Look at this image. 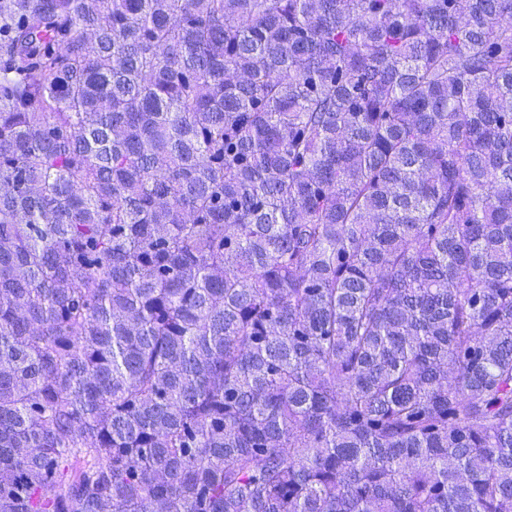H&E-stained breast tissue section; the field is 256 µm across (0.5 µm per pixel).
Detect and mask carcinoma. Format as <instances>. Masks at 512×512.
Here are the masks:
<instances>
[{
	"instance_id": "carcinoma-1",
	"label": "carcinoma",
	"mask_w": 512,
	"mask_h": 512,
	"mask_svg": "<svg viewBox=\"0 0 512 512\" xmlns=\"http://www.w3.org/2000/svg\"><path fill=\"white\" fill-rule=\"evenodd\" d=\"M0 512H512V0H0Z\"/></svg>"
}]
</instances>
